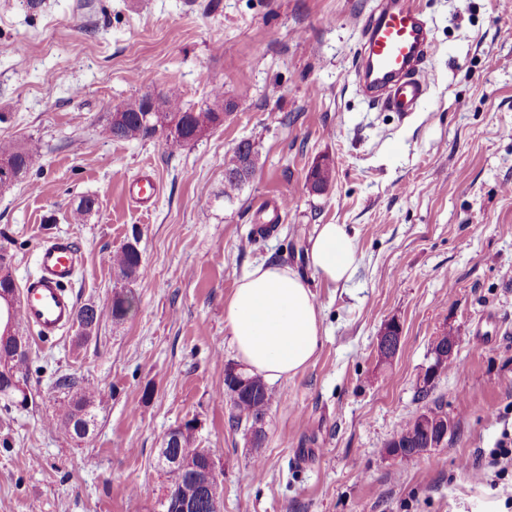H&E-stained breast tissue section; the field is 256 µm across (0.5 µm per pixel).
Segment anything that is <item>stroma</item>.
<instances>
[{"label":"stroma","mask_w":512,"mask_h":512,"mask_svg":"<svg viewBox=\"0 0 512 512\" xmlns=\"http://www.w3.org/2000/svg\"><path fill=\"white\" fill-rule=\"evenodd\" d=\"M376 0H0V141L41 157L0 192V245L15 285L43 239L82 251L77 305H96L87 341L27 332L28 401L0 399V512H161L166 433L198 424L212 449L221 512H506L512 474L473 462L512 430V0H421L432 28L428 94L408 118L362 95L355 72ZM199 108L213 86L238 109L197 141L117 142L113 108L169 86ZM250 141L258 166L224 198V156ZM336 164L319 194L307 181ZM149 173V207L125 182ZM94 198L84 223L71 218ZM287 198L275 231L257 213ZM343 224L357 269L333 285L307 251L317 225ZM137 240L143 273L125 320L109 255ZM275 262L312 287L320 346L273 383L261 447L229 422L224 368L238 358L225 304L251 266ZM401 327L390 363L377 339ZM458 339L427 398L431 342ZM70 375L98 387L96 425L72 438L48 425ZM451 423L443 447L400 459L388 443L424 407ZM335 163L329 156H323L311 169L308 182L312 192H323L333 181Z\"/></svg>","instance_id":"stroma-1"}]
</instances>
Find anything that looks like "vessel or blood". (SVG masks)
<instances>
[{
    "label": "vessel or blood",
    "mask_w": 512,
    "mask_h": 512,
    "mask_svg": "<svg viewBox=\"0 0 512 512\" xmlns=\"http://www.w3.org/2000/svg\"><path fill=\"white\" fill-rule=\"evenodd\" d=\"M433 43L417 0H379L363 25L362 48L357 60L361 88L370 103L409 117L421 106L429 88L424 68ZM126 190L136 202L152 200L158 188L143 176ZM81 256L75 243L57 236L40 244L36 275L22 287L20 320L38 337L54 338L75 316L71 291Z\"/></svg>",
    "instance_id": "obj_1"
}]
</instances>
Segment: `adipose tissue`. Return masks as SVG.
I'll return each mask as SVG.
<instances>
[{
	"label": "adipose tissue",
	"instance_id": "1",
	"mask_svg": "<svg viewBox=\"0 0 512 512\" xmlns=\"http://www.w3.org/2000/svg\"><path fill=\"white\" fill-rule=\"evenodd\" d=\"M309 257L315 274L333 285L348 282L356 270L354 239L342 224L318 225ZM224 321L239 360L269 382L291 378L312 361L323 323L310 283L267 262L238 280Z\"/></svg>",
	"mask_w": 512,
	"mask_h": 512
}]
</instances>
